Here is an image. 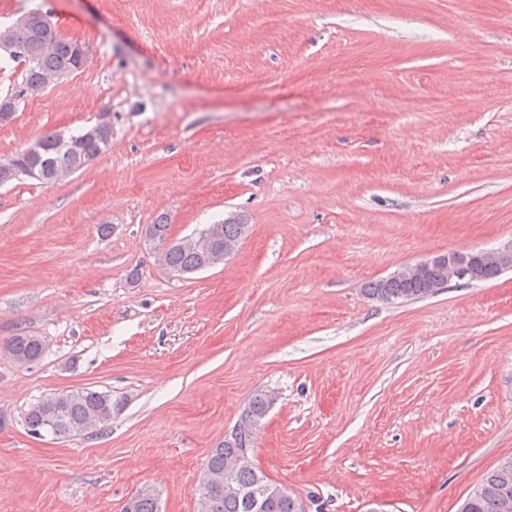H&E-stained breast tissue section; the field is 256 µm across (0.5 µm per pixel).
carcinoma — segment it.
Returning a JSON list of instances; mask_svg holds the SVG:
<instances>
[{"label":"carcinoma","instance_id":"obj_1","mask_svg":"<svg viewBox=\"0 0 512 512\" xmlns=\"http://www.w3.org/2000/svg\"><path fill=\"white\" fill-rule=\"evenodd\" d=\"M47 15L38 11L20 17L5 29H0V40L9 39L24 52L18 63L24 64L23 85L16 97H21L33 86L46 88L51 78L70 76L79 71L73 52V40L61 36L57 30L45 28ZM53 140L43 136L15 152L27 159L38 158L45 165L47 177L53 182L60 176H68L88 167L108 148L109 143L86 136L81 149L72 151L60 144L74 137L72 133L58 131L51 134ZM216 246L224 248L226 242H240L249 226L236 219L226 218L217 225ZM161 265L171 272L193 271L201 267V254L181 246L176 241L159 256ZM479 279L489 281L499 276V262L491 255L476 256ZM446 273L436 265L427 267L421 274L412 275L401 269L387 278L368 283L364 291L371 299L396 303L423 298L442 287ZM5 351L15 363L26 365L39 360L45 351V343L39 336L21 334L11 338ZM126 405L122 398H112L109 392L90 388H78L57 393L32 404L24 415L28 431L36 434L49 431L56 436L78 435L93 426H106L112 417ZM272 405V396L258 392L243 408L239 418H248L260 425ZM255 434L242 429L224 437L206 460L202 485L204 501L202 512H248L245 502L230 491V486H249L258 482L259 468L252 463L250 453L254 448ZM239 458V465L225 473L226 459ZM512 493V467L499 465L489 472L476 486L462 505L463 512H503L502 500Z\"/></svg>","mask_w":512,"mask_h":512}]
</instances>
